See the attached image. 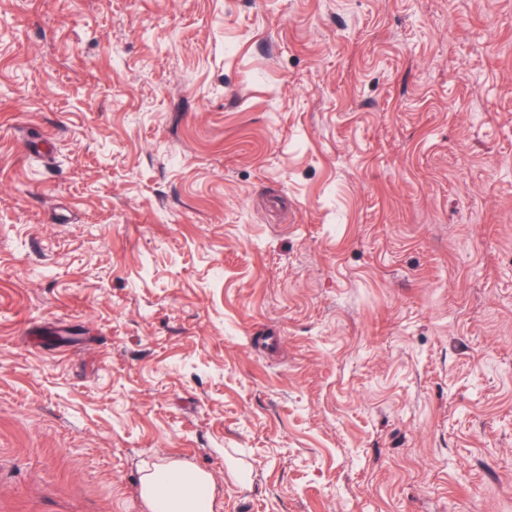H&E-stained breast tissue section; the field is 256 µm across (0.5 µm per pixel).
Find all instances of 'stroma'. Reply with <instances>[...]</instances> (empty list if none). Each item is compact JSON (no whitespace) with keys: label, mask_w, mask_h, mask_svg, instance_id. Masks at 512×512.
<instances>
[{"label":"stroma","mask_w":512,"mask_h":512,"mask_svg":"<svg viewBox=\"0 0 512 512\" xmlns=\"http://www.w3.org/2000/svg\"><path fill=\"white\" fill-rule=\"evenodd\" d=\"M512 512V0H0V512ZM141 496L150 512H219L212 475L177 459L155 462L142 470Z\"/></svg>","instance_id":"obj_1"}]
</instances>
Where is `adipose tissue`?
<instances>
[{
    "label": "adipose tissue",
    "mask_w": 512,
    "mask_h": 512,
    "mask_svg": "<svg viewBox=\"0 0 512 512\" xmlns=\"http://www.w3.org/2000/svg\"><path fill=\"white\" fill-rule=\"evenodd\" d=\"M141 496L149 512H221L212 475L176 459L143 469Z\"/></svg>",
    "instance_id": "ef3b65f1"
}]
</instances>
